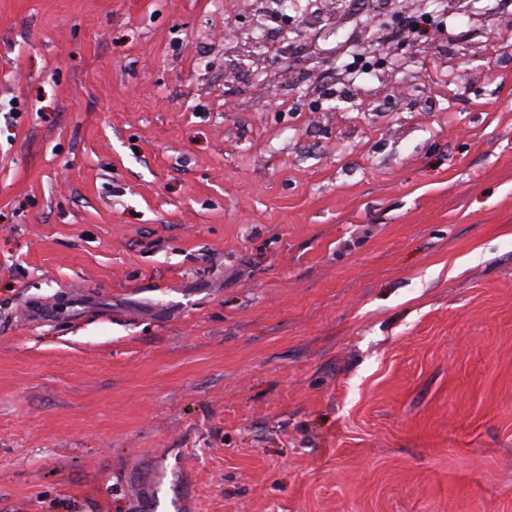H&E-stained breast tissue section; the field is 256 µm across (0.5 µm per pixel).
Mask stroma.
Masks as SVG:
<instances>
[{
    "label": "stroma",
    "mask_w": 512,
    "mask_h": 512,
    "mask_svg": "<svg viewBox=\"0 0 512 512\" xmlns=\"http://www.w3.org/2000/svg\"><path fill=\"white\" fill-rule=\"evenodd\" d=\"M256 4L0 0V512H512V0ZM331 20V27L329 26L328 28L323 29L321 31L311 32L309 31V28H305L298 31L299 38L305 43L307 49L309 50V53L316 58H322V55L324 54L334 55V57L336 58V46L328 50H322L318 43V40L320 38H326L329 37L330 34H335L336 29L334 28L333 24L336 23V12L332 14ZM263 19L255 18L247 27H231L224 29V42L231 41L240 44L246 54L245 57L252 58L256 64L255 75L260 78L262 75L267 74L268 67L278 61L280 54L275 53L270 55V52L261 51L256 53L258 49L259 35L258 31L263 30Z\"/></svg>",
    "instance_id": "1"
}]
</instances>
